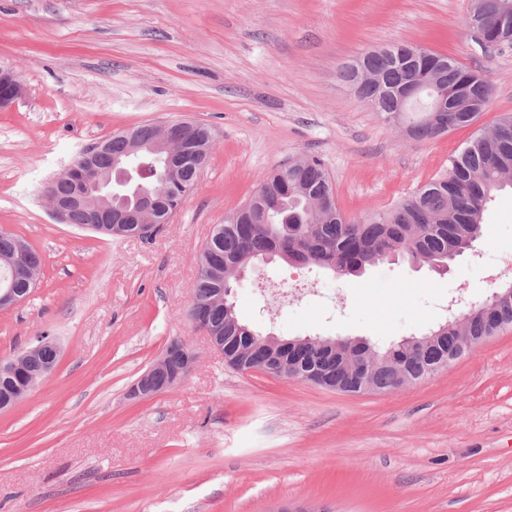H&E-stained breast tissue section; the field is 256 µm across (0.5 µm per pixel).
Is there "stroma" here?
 <instances>
[{
  "label": "stroma",
  "mask_w": 512,
  "mask_h": 512,
  "mask_svg": "<svg viewBox=\"0 0 512 512\" xmlns=\"http://www.w3.org/2000/svg\"><path fill=\"white\" fill-rule=\"evenodd\" d=\"M468 0H0V63L24 94L0 110V229L43 258L0 310V360L42 333L54 372L0 413V512H512V329L387 393L349 394L233 369L189 317L214 225L269 172L319 157L349 217L444 174L474 129L512 113V48L485 51ZM398 43L484 72L474 127L424 141L338 76ZM190 120L214 146L195 189L148 240L59 223L46 184L96 142ZM448 272L406 261L361 277L276 259L238 280L240 321L284 338L420 335L483 304L512 264V189ZM178 341L198 356L178 386L126 392Z\"/></svg>",
  "instance_id": "obj_1"
}]
</instances>
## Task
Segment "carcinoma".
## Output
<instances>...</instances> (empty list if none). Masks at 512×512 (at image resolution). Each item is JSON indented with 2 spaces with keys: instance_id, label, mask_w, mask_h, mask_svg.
Returning <instances> with one entry per match:
<instances>
[{
  "instance_id": "carcinoma-1",
  "label": "carcinoma",
  "mask_w": 512,
  "mask_h": 512,
  "mask_svg": "<svg viewBox=\"0 0 512 512\" xmlns=\"http://www.w3.org/2000/svg\"><path fill=\"white\" fill-rule=\"evenodd\" d=\"M465 25L487 31L485 50L512 44V0H470ZM373 77L364 90V102L394 123L405 121L408 136L430 140L471 126L489 106L494 87L488 76L456 59L416 45L399 44L359 55ZM132 143L112 135L109 153L97 157L105 167L110 157L132 154ZM177 167L167 183L160 176L169 169L166 156L144 160L135 173L136 184L157 200L159 210L173 215L194 189L201 165ZM512 187V115L502 116L487 130L474 133L448 159L442 176L428 182L394 206L357 219L345 216L335 201L332 180L316 156L301 155L263 179L235 219L215 226L208 256L198 259L193 284L194 301L203 305L202 318L222 332L224 361L242 370L263 366L276 353L292 365L287 377L301 379L319 370L328 388L351 391L358 367L374 363L370 386L388 392L419 381L449 358L459 359L495 336L474 307L464 324L448 321V333L411 336L380 347L367 340L329 348L309 349L293 339L252 330L237 317L232 301L221 303L218 294L232 288L242 270L271 256H288L301 267L339 270L358 276L386 260L408 258L430 266L462 256L483 232V214L493 195ZM47 193L66 200L71 183L55 177ZM26 251L33 267L42 269L39 254L22 238L0 231V278L5 260ZM276 352H271V349Z\"/></svg>"
}]
</instances>
